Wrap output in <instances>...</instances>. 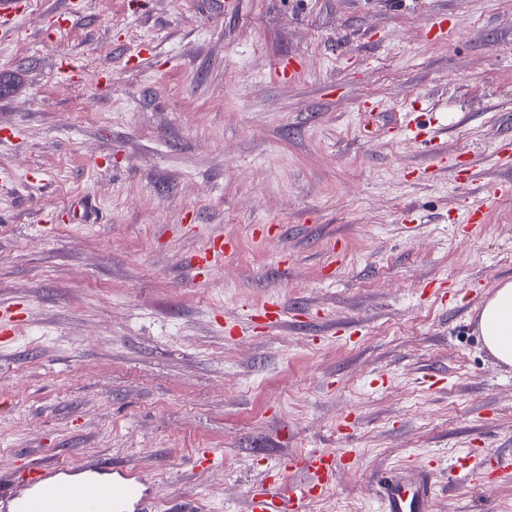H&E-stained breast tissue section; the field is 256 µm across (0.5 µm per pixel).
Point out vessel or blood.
<instances>
[{
	"instance_id": "1",
	"label": "vessel or blood",
	"mask_w": 512,
	"mask_h": 512,
	"mask_svg": "<svg viewBox=\"0 0 512 512\" xmlns=\"http://www.w3.org/2000/svg\"><path fill=\"white\" fill-rule=\"evenodd\" d=\"M30 0H0V32L14 31L28 15ZM231 240H210L199 257L213 267L223 262ZM351 448L290 454L274 469L272 486L253 490L250 512H304L332 487L338 468L353 465ZM378 512H430L433 486L427 469L407 465L375 480ZM154 483L136 466L103 459L82 466L33 464L17 481L0 488V512H148Z\"/></svg>"
}]
</instances>
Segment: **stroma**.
<instances>
[{"instance_id":"35a3bbf8","label":"stroma","mask_w":512,"mask_h":512,"mask_svg":"<svg viewBox=\"0 0 512 512\" xmlns=\"http://www.w3.org/2000/svg\"><path fill=\"white\" fill-rule=\"evenodd\" d=\"M58 2L0 36V485L109 456L154 512H249L279 458L348 446L307 512H377L402 464L430 512H512V367L477 330L512 280V193L483 194L512 181V0ZM270 297L302 320L255 323ZM232 248V241L229 239H212L199 256V262L207 267H214L223 262L226 255Z\"/></svg>"}]
</instances>
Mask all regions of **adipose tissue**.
I'll return each mask as SVG.
<instances>
[{
	"mask_svg": "<svg viewBox=\"0 0 512 512\" xmlns=\"http://www.w3.org/2000/svg\"><path fill=\"white\" fill-rule=\"evenodd\" d=\"M478 331L487 350L501 364L512 366V281L502 282L480 311Z\"/></svg>",
	"mask_w": 512,
	"mask_h": 512,
	"instance_id": "adipose-tissue-1",
	"label": "adipose tissue"
}]
</instances>
